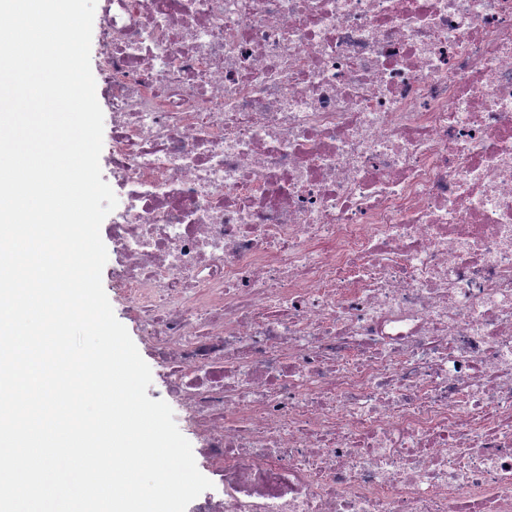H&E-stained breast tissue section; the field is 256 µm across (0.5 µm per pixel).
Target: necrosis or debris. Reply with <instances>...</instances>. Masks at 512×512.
<instances>
[{"label":"necrosis or debris","mask_w":512,"mask_h":512,"mask_svg":"<svg viewBox=\"0 0 512 512\" xmlns=\"http://www.w3.org/2000/svg\"><path fill=\"white\" fill-rule=\"evenodd\" d=\"M99 9L190 512H512V0Z\"/></svg>","instance_id":"4bbe7bcc"}]
</instances>
